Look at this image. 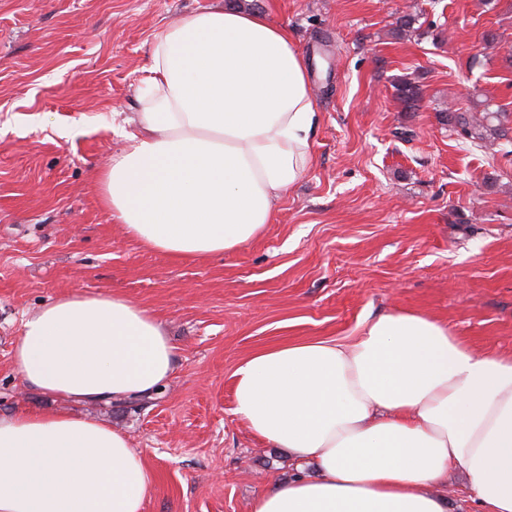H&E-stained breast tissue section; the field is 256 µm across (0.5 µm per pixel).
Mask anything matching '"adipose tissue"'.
<instances>
[{
    "instance_id": "adipose-tissue-1",
    "label": "adipose tissue",
    "mask_w": 512,
    "mask_h": 512,
    "mask_svg": "<svg viewBox=\"0 0 512 512\" xmlns=\"http://www.w3.org/2000/svg\"><path fill=\"white\" fill-rule=\"evenodd\" d=\"M124 145L98 170L113 220L182 258L234 250L273 223L313 161L308 65L265 14L208 7L162 29ZM12 367L52 400L161 392L176 369L161 320L74 292L24 320ZM235 414L297 473L251 512H449L450 473L477 512H512V355H480L428 315L366 317L349 343L292 340L234 372ZM154 475L125 433L65 411L0 414V512H143Z\"/></svg>"
}]
</instances>
